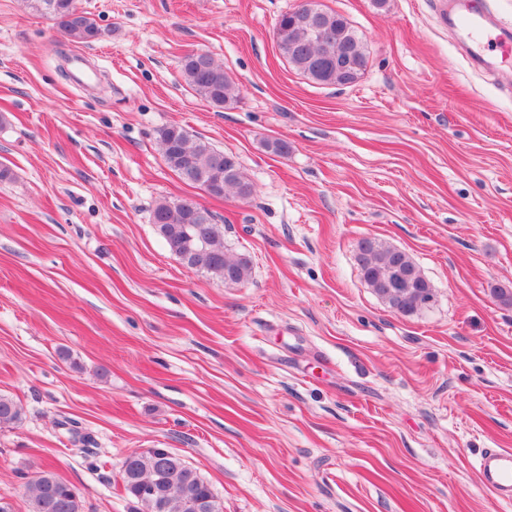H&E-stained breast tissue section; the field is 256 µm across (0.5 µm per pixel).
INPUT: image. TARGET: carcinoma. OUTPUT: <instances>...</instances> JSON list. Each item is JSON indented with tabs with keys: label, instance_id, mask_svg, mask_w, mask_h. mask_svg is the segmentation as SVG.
Segmentation results:
<instances>
[{
	"label": "carcinoma",
	"instance_id": "obj_1",
	"mask_svg": "<svg viewBox=\"0 0 512 512\" xmlns=\"http://www.w3.org/2000/svg\"><path fill=\"white\" fill-rule=\"evenodd\" d=\"M29 6L49 17L68 41L89 45L102 30L96 20L81 11L76 0H27ZM277 47L288 64L315 83L349 85L358 81L368 64L364 42L348 20L335 12L313 6L298 19L284 13L275 28ZM344 53L350 67L336 68V56ZM185 83L215 108L224 109L239 97L240 90L224 65L208 52L185 56L181 62ZM165 161L183 180L204 188L213 197L231 191L242 199L253 186L233 154L210 143L191 140L177 126L159 133ZM187 200L156 202L152 220L166 247L184 264L202 268L226 284H244L251 274V260L232 255L224 247V225L213 215ZM362 279L390 308L409 315L426 308L431 285L417 266L400 250L374 238L358 247ZM24 408L9 395L0 394V428L22 423ZM121 470L125 492L139 505L136 512H221L211 487L180 456L151 448L130 454ZM29 512H84L77 488L48 469L26 476L24 483Z\"/></svg>",
	"mask_w": 512,
	"mask_h": 512
}]
</instances>
